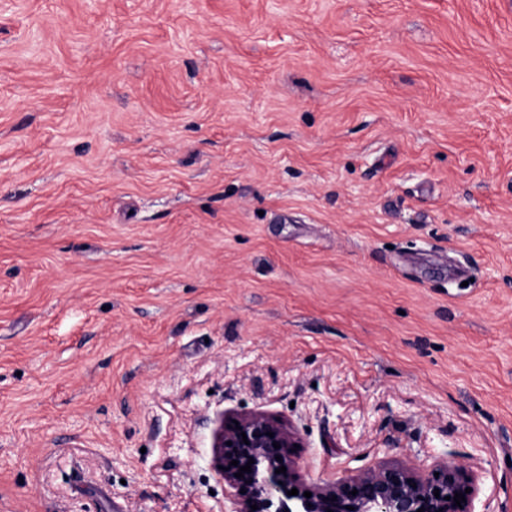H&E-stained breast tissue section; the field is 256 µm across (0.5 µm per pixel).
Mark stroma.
<instances>
[{
    "mask_svg": "<svg viewBox=\"0 0 512 512\" xmlns=\"http://www.w3.org/2000/svg\"><path fill=\"white\" fill-rule=\"evenodd\" d=\"M252 412L512 512V0H0V512H230Z\"/></svg>",
    "mask_w": 512,
    "mask_h": 512,
    "instance_id": "stroma-1",
    "label": "stroma"
}]
</instances>
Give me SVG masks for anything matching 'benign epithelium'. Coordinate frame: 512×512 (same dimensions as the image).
<instances>
[{
	"mask_svg": "<svg viewBox=\"0 0 512 512\" xmlns=\"http://www.w3.org/2000/svg\"><path fill=\"white\" fill-rule=\"evenodd\" d=\"M270 432L274 437L268 436ZM275 442L280 448H274ZM298 443L299 438L285 424L263 413L244 414L228 424L219 419L213 434L212 462L232 490V512H417L420 508L424 512H473L475 477L461 464L439 460L415 467L382 463L357 476L304 488L299 463L291 452ZM251 459V472L235 477ZM233 460L238 465H231ZM282 466L286 473H275ZM294 488L298 494L288 495ZM306 490L311 497L304 496ZM353 490L357 494H351ZM457 493L466 499L459 506L452 500ZM253 505L258 509L252 510Z\"/></svg>",
	"mask_w": 512,
	"mask_h": 512,
	"instance_id": "obj_1",
	"label": "benign epithelium"
}]
</instances>
